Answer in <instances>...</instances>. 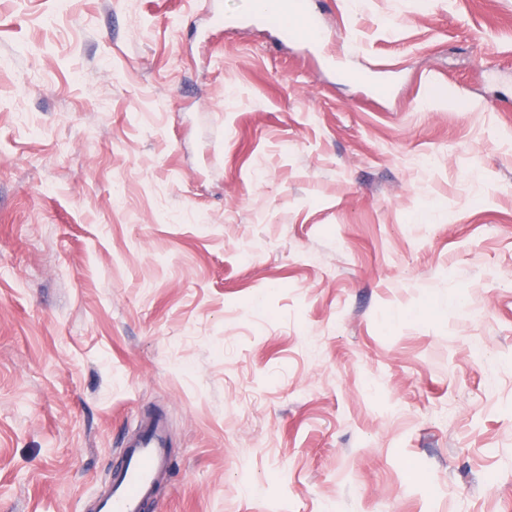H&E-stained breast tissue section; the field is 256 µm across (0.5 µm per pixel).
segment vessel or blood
<instances>
[{
    "instance_id": "1",
    "label": "vessel or blood",
    "mask_w": 512,
    "mask_h": 512,
    "mask_svg": "<svg viewBox=\"0 0 512 512\" xmlns=\"http://www.w3.org/2000/svg\"><path fill=\"white\" fill-rule=\"evenodd\" d=\"M171 465L166 426L161 419L142 423L124 449V461L96 512H143L154 499L157 477Z\"/></svg>"
}]
</instances>
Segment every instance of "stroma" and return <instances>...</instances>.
<instances>
[{
	"label": "stroma",
	"instance_id": "obj_1",
	"mask_svg": "<svg viewBox=\"0 0 512 512\" xmlns=\"http://www.w3.org/2000/svg\"><path fill=\"white\" fill-rule=\"evenodd\" d=\"M0 0V512H512V0ZM171 465L166 426L160 418L143 422L124 449V461L96 512H142L154 500L157 477Z\"/></svg>",
	"mask_w": 512,
	"mask_h": 512
}]
</instances>
